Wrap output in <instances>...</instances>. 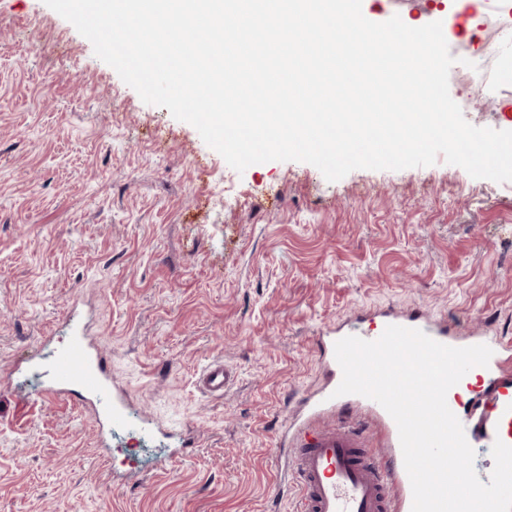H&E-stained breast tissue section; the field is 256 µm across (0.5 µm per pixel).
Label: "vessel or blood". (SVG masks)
<instances>
[{"label":"vessel or blood","mask_w":512,"mask_h":512,"mask_svg":"<svg viewBox=\"0 0 512 512\" xmlns=\"http://www.w3.org/2000/svg\"><path fill=\"white\" fill-rule=\"evenodd\" d=\"M70 326L66 342L53 349L41 371L45 385L43 399L69 398L78 405L91 406L102 427L121 426L130 419L125 400L112 391L110 364L91 344L84 324L74 309H67ZM422 330L439 343L452 347L484 344L493 355L482 370L492 391L491 415L482 429L467 424L462 400L448 391L447 404L464 422L467 440L483 435L489 441L512 445V374L505 365L512 360V345L483 333L461 335L456 325L412 308L387 309L372 316H360L358 326L330 329L318 341L328 382L310 395L300 415L288 429L290 455L285 482L277 483L274 499H282L286 488L296 490L294 512H412V487L404 468L398 428L388 412L376 401L350 394L336 396L342 370L335 358V344L347 336L366 341L381 337L387 326ZM232 375L223 362L210 363L200 374L198 386L208 395H220L231 384ZM355 408L377 424L387 453L375 458L367 444V432L357 422L340 420L322 425L324 414Z\"/></svg>","instance_id":"1"}]
</instances>
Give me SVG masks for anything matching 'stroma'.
Instances as JSON below:
<instances>
[{"instance_id":"35a3bbf8","label":"stroma","mask_w":512,"mask_h":512,"mask_svg":"<svg viewBox=\"0 0 512 512\" xmlns=\"http://www.w3.org/2000/svg\"><path fill=\"white\" fill-rule=\"evenodd\" d=\"M368 20L441 22L449 91L512 130V15L475 32L446 0H362ZM38 52H24L32 24ZM79 301L135 415L196 438L172 471L127 439L100 453L92 414L0 385V512H291L275 450L322 385L316 337L363 311L419 307L512 338V182L444 160L330 182L295 161L231 168L190 124L144 103L43 0H0V376ZM221 360L223 396L196 379Z\"/></svg>"}]
</instances>
